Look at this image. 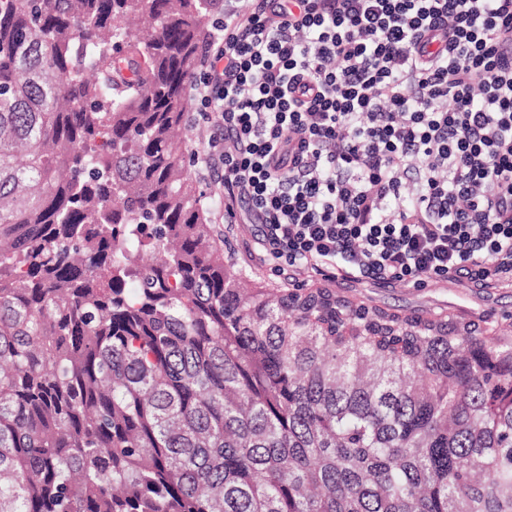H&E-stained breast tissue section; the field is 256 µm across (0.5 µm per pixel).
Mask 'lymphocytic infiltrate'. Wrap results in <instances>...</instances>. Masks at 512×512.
Here are the masks:
<instances>
[{
	"instance_id": "obj_1",
	"label": "lymphocytic infiltrate",
	"mask_w": 512,
	"mask_h": 512,
	"mask_svg": "<svg viewBox=\"0 0 512 512\" xmlns=\"http://www.w3.org/2000/svg\"><path fill=\"white\" fill-rule=\"evenodd\" d=\"M198 84L283 269L512 282V0H248Z\"/></svg>"
}]
</instances>
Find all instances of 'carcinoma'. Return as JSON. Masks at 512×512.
Segmentation results:
<instances>
[{
    "label": "carcinoma",
    "mask_w": 512,
    "mask_h": 512,
    "mask_svg": "<svg viewBox=\"0 0 512 512\" xmlns=\"http://www.w3.org/2000/svg\"><path fill=\"white\" fill-rule=\"evenodd\" d=\"M215 4L0 0V512H512L511 335L224 252Z\"/></svg>",
    "instance_id": "carcinoma-1"
}]
</instances>
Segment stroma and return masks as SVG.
<instances>
[{"label":"stroma","instance_id":"35a3bbf8","mask_svg":"<svg viewBox=\"0 0 512 512\" xmlns=\"http://www.w3.org/2000/svg\"><path fill=\"white\" fill-rule=\"evenodd\" d=\"M197 125L187 137V146L195 156L192 176L201 186L211 188L215 201L210 214L239 267L252 279L271 288H316L326 283L303 272L294 277L283 275L275 262L260 259L261 233L247 223L243 212L224 210V186L219 172L205 163L207 142L214 129L211 116L203 114L198 99H191ZM337 295L357 304L393 311L402 315H448L479 323L495 330L512 322V286L483 288L468 280H450L426 288H410L397 283L382 284L371 280L336 279L327 283Z\"/></svg>","mask_w":512,"mask_h":512}]
</instances>
